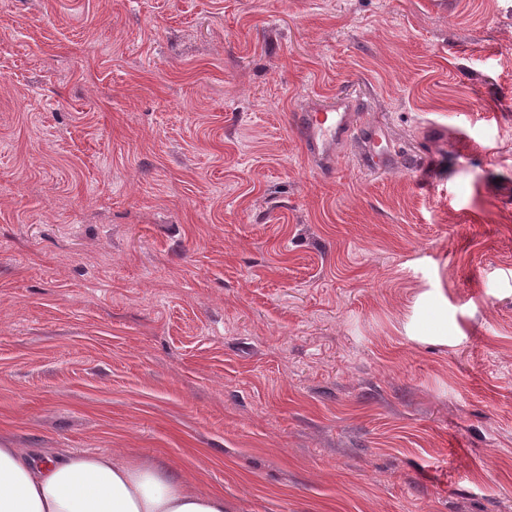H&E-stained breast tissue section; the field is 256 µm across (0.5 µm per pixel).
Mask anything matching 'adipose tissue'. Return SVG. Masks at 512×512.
Masks as SVG:
<instances>
[{
	"instance_id": "adipose-tissue-1",
	"label": "adipose tissue",
	"mask_w": 512,
	"mask_h": 512,
	"mask_svg": "<svg viewBox=\"0 0 512 512\" xmlns=\"http://www.w3.org/2000/svg\"><path fill=\"white\" fill-rule=\"evenodd\" d=\"M0 512H224V496L105 452L0 447Z\"/></svg>"
}]
</instances>
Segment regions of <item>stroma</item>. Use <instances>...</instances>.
Here are the masks:
<instances>
[{
	"label": "stroma",
	"instance_id": "obj_1",
	"mask_svg": "<svg viewBox=\"0 0 512 512\" xmlns=\"http://www.w3.org/2000/svg\"><path fill=\"white\" fill-rule=\"evenodd\" d=\"M0 446L512 512V0H0ZM363 108L351 98H341L328 107L314 105L300 112L296 125L300 131L306 154L315 162L316 169H334V155L339 145L352 141L361 132H368V146L373 157L381 161L386 152L376 150L380 136L376 129L366 125Z\"/></svg>",
	"mask_w": 512,
	"mask_h": 512
}]
</instances>
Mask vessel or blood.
<instances>
[{
    "label": "vessel or blood",
    "instance_id": "b4317fda",
    "mask_svg": "<svg viewBox=\"0 0 512 512\" xmlns=\"http://www.w3.org/2000/svg\"><path fill=\"white\" fill-rule=\"evenodd\" d=\"M296 125L307 156L320 171L333 167L337 147L360 133H367L369 148H376L380 141L377 130L367 127L362 107L349 98L338 99L327 107L312 106L298 114Z\"/></svg>",
    "mask_w": 512,
    "mask_h": 512
}]
</instances>
